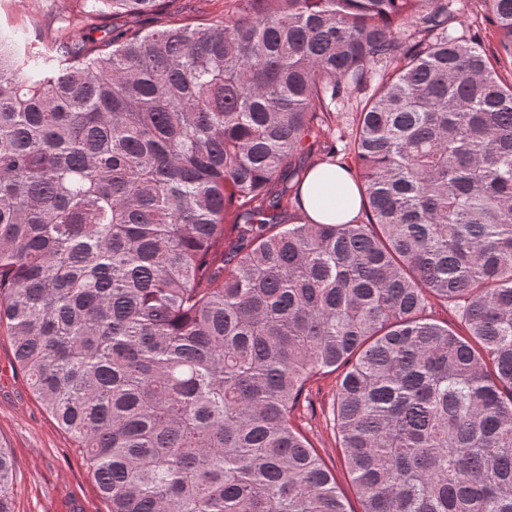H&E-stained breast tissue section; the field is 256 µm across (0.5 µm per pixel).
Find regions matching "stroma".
Listing matches in <instances>:
<instances>
[{
	"instance_id": "obj_1",
	"label": "stroma",
	"mask_w": 512,
	"mask_h": 512,
	"mask_svg": "<svg viewBox=\"0 0 512 512\" xmlns=\"http://www.w3.org/2000/svg\"><path fill=\"white\" fill-rule=\"evenodd\" d=\"M54 21V16L36 13L31 0H0V27L18 31L29 44L37 42L36 24ZM337 379L334 373L314 377L310 401L297 408L294 419L335 472L350 512H361V500L325 421ZM0 443L11 449L15 460V512H108L80 448L37 400L6 336H0Z\"/></svg>"
}]
</instances>
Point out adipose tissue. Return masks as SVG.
<instances>
[{
    "instance_id": "1",
    "label": "adipose tissue",
    "mask_w": 512,
    "mask_h": 512,
    "mask_svg": "<svg viewBox=\"0 0 512 512\" xmlns=\"http://www.w3.org/2000/svg\"><path fill=\"white\" fill-rule=\"evenodd\" d=\"M300 221L346 224L362 210L360 187L347 164L319 162L307 168L299 188Z\"/></svg>"
}]
</instances>
